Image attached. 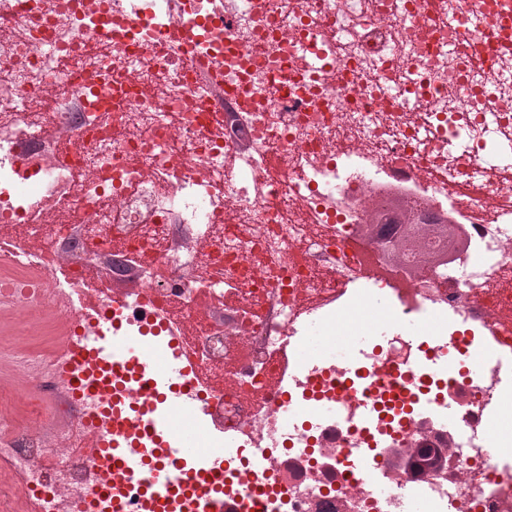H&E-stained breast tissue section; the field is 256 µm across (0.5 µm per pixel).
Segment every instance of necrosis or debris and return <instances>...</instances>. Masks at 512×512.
<instances>
[{"instance_id": "necrosis-or-debris-1", "label": "necrosis or debris", "mask_w": 512, "mask_h": 512, "mask_svg": "<svg viewBox=\"0 0 512 512\" xmlns=\"http://www.w3.org/2000/svg\"><path fill=\"white\" fill-rule=\"evenodd\" d=\"M459 6L0 0V224L54 240L0 259V319L60 331L48 351L0 338L20 382L0 396L5 512H145L146 472L98 452L124 397L73 361L84 312L61 289L114 251L139 283L100 327L191 359L224 512H406L410 493L512 512V39L484 55ZM353 301L387 328L356 374L286 366L304 318L335 335Z\"/></svg>"}]
</instances>
